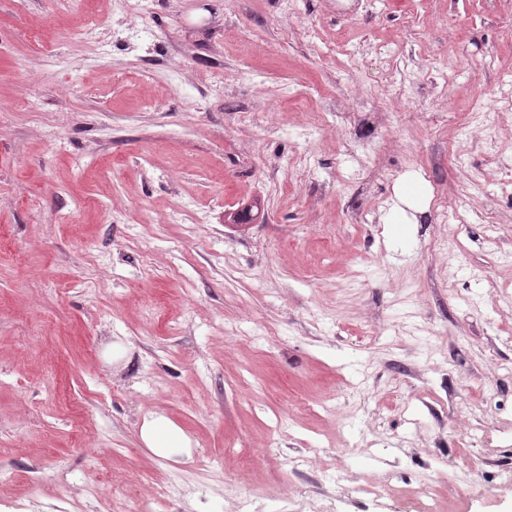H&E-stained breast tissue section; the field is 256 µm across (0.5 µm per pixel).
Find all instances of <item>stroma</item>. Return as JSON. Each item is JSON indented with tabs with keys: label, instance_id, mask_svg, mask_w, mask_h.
I'll return each mask as SVG.
<instances>
[{
	"label": "stroma",
	"instance_id": "stroma-1",
	"mask_svg": "<svg viewBox=\"0 0 512 512\" xmlns=\"http://www.w3.org/2000/svg\"><path fill=\"white\" fill-rule=\"evenodd\" d=\"M503 96L512 0H0V512L173 479L207 488L166 512H512ZM460 195L495 227L440 221ZM143 437L150 448H154L164 456L173 454L181 447V436L177 437V444L175 445L171 428L162 418H156L147 423L143 428Z\"/></svg>",
	"mask_w": 512,
	"mask_h": 512
}]
</instances>
